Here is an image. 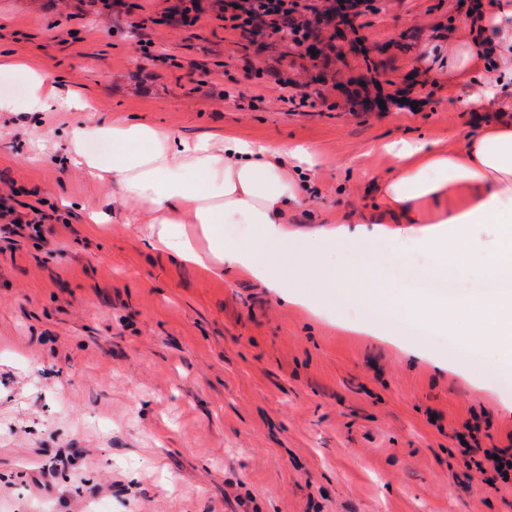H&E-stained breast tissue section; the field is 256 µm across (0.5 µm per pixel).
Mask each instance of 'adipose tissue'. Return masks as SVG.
<instances>
[{
	"label": "adipose tissue",
	"mask_w": 512,
	"mask_h": 512,
	"mask_svg": "<svg viewBox=\"0 0 512 512\" xmlns=\"http://www.w3.org/2000/svg\"><path fill=\"white\" fill-rule=\"evenodd\" d=\"M466 39L448 58V72L471 85V103L484 114L477 133L445 150L417 139L384 144L398 159L374 190L371 213L350 223L306 233L290 230L306 203L303 174L313 171L310 147L284 146L225 133L178 139L133 118L81 124L68 135V160L94 180H113L127 203L113 223L158 225L159 252L206 270L234 269L275 291L286 303L309 302V280L333 300V271L325 257L337 247H385L429 256L467 281L512 280V0L472 5L461 21ZM0 72L26 75L27 90L0 98V112L91 111L82 88H63L0 56ZM91 139L111 143L91 154ZM196 225L190 236L186 225ZM387 309L407 314L432 336L491 337L502 360H512V291L487 298H448L392 288Z\"/></svg>",
	"instance_id": "obj_1"
}]
</instances>
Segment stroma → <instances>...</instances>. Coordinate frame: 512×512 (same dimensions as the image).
Instances as JSON below:
<instances>
[{"instance_id": "1", "label": "stroma", "mask_w": 512, "mask_h": 512, "mask_svg": "<svg viewBox=\"0 0 512 512\" xmlns=\"http://www.w3.org/2000/svg\"><path fill=\"white\" fill-rule=\"evenodd\" d=\"M473 0H374L332 49L170 21L175 0H0V55L83 84L89 112H0V195L45 215L0 238V512H512V479L456 478L458 433L512 443V363L423 332L359 336L393 250L337 252V323L260 283L174 262L158 227L91 224L127 206L63 166L66 132L139 116L192 139L310 146L312 213L343 222L390 171L382 144L448 145L480 123L442 60ZM370 48L361 55L354 39ZM153 42L148 61L139 47ZM309 94L292 111L287 88ZM49 141L29 159L33 137Z\"/></svg>"}]
</instances>
